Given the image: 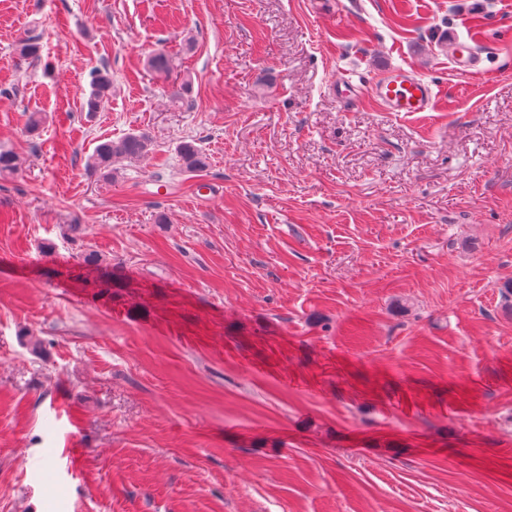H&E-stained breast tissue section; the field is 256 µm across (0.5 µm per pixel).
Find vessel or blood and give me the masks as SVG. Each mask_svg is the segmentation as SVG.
Instances as JSON below:
<instances>
[{
    "instance_id": "b4317fda",
    "label": "vessel or blood",
    "mask_w": 512,
    "mask_h": 512,
    "mask_svg": "<svg viewBox=\"0 0 512 512\" xmlns=\"http://www.w3.org/2000/svg\"><path fill=\"white\" fill-rule=\"evenodd\" d=\"M438 40L459 75L472 79L484 77L477 36L448 27L439 30ZM348 91L354 97L374 101L383 111L407 113L430 111L438 94L435 83L426 75L401 67L378 72L363 83L349 86Z\"/></svg>"
}]
</instances>
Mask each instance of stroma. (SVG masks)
I'll use <instances>...</instances> for the list:
<instances>
[{
  "instance_id": "stroma-1",
  "label": "stroma",
  "mask_w": 512,
  "mask_h": 512,
  "mask_svg": "<svg viewBox=\"0 0 512 512\" xmlns=\"http://www.w3.org/2000/svg\"><path fill=\"white\" fill-rule=\"evenodd\" d=\"M463 9L0 0V512H512V0ZM390 66L431 111L338 102ZM132 130L152 153L89 175ZM438 41L448 53V59L459 75L465 78H481L486 71L481 67V44L472 33H460L454 27L440 29ZM91 90L84 102L85 112H99L112 91V72L107 66L94 69L91 73ZM177 153L187 172H203L209 167V160L194 140L182 141L177 146Z\"/></svg>"
}]
</instances>
